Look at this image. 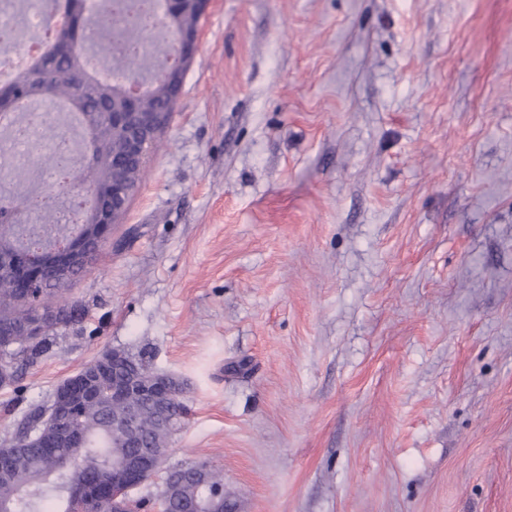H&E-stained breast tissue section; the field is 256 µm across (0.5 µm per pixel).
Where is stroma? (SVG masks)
I'll use <instances>...</instances> for the list:
<instances>
[{
  "instance_id": "1",
  "label": "stroma",
  "mask_w": 512,
  "mask_h": 512,
  "mask_svg": "<svg viewBox=\"0 0 512 512\" xmlns=\"http://www.w3.org/2000/svg\"><path fill=\"white\" fill-rule=\"evenodd\" d=\"M146 176L0 387H184L224 512H512V0H213Z\"/></svg>"
}]
</instances>
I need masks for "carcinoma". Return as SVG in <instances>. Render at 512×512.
<instances>
[{"mask_svg": "<svg viewBox=\"0 0 512 512\" xmlns=\"http://www.w3.org/2000/svg\"><path fill=\"white\" fill-rule=\"evenodd\" d=\"M71 16L81 19L79 44L74 50L49 49L28 69L19 73L11 83L0 85V116L19 114L25 119L20 104L51 103L59 101L64 108L82 117V127L90 150L88 177L100 189L97 209L112 207L108 187L112 170L122 166L125 180L133 187L143 181L145 166L128 155L126 141L131 131L112 126V113L125 106L124 80L132 74H148L149 82L137 99L142 112L173 110L168 80L163 72L155 71L152 56L145 54L139 40L135 49L121 58L123 67L112 77L100 78L88 66L89 41L107 47L114 33L123 30L143 33L156 28L167 37L195 28L199 16L190 5L178 13L158 16L151 27L140 25L143 8L148 0H129L120 9L113 0H56ZM29 212L28 200L18 195L0 194V258L21 253L19 215ZM90 209L83 212L82 223L72 229L67 224L52 225L53 233L61 240L82 235L88 229ZM62 291L53 276L46 277L41 298L33 301L22 296L15 287L12 275L0 271V341L10 337L21 324L33 322L38 311L60 309V316L43 321L36 336H21L23 352L34 359L42 352L47 337L61 326L70 325L80 318L74 305L59 304ZM133 412L139 420V435L133 439L112 432V422L125 413ZM36 412L25 420L15 433L12 447L6 453L4 465L7 475L0 476V512H73L69 490L79 482L86 484H112V460L125 459L138 452L134 444L150 448L154 458L148 464L167 454L168 439L177 429V423L160 422L154 404L139 393L124 400L112 397V387L101 388L94 400H79L68 415L67 427L73 442L59 443L58 426L42 419ZM194 466L177 471L181 481L178 495L169 504L167 512H194V510L223 484V479L210 472V482L198 483L193 478Z\"/></svg>", "mask_w": 512, "mask_h": 512, "instance_id": "obj_1", "label": "carcinoma"}]
</instances>
